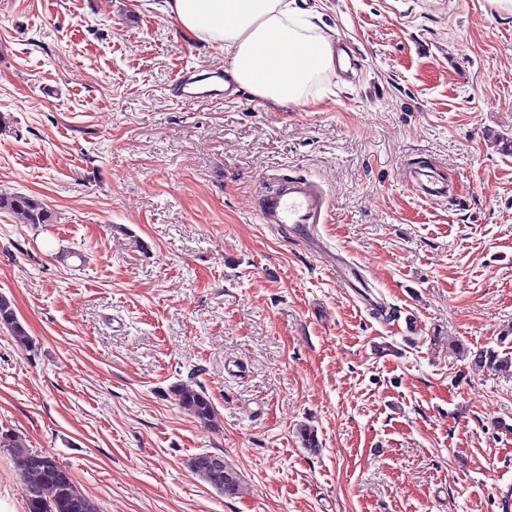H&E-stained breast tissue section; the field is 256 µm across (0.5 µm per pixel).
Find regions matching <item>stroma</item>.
<instances>
[{"instance_id": "obj_1", "label": "stroma", "mask_w": 512, "mask_h": 512, "mask_svg": "<svg viewBox=\"0 0 512 512\" xmlns=\"http://www.w3.org/2000/svg\"><path fill=\"white\" fill-rule=\"evenodd\" d=\"M161 0H0V429L51 452L100 512H497L512 378L455 355L512 349V12L488 0H304L361 54L309 104L168 95L226 67ZM448 185L434 200L417 171ZM328 191L320 232L397 314L369 315L262 196ZM200 385L206 427L174 385ZM320 447L301 443L303 426ZM223 455L224 496L190 466ZM0 512H27L0 448ZM190 69H183L180 73H178L175 77V79L173 80V84H172V94L174 97H176L178 100H185V101H194V100H198V99H205V98H216V99H224V102H230L234 99H238V100H241L242 99V96H237L235 98H231V96H235V95H231V91H232V87L231 88H228L227 90H224V94H220V93H213V94H208V95H203V93H198V92H192V91H188L189 89V84H190V78H188V75L190 74ZM231 89V90H230ZM0 210L16 215L25 224H49L53 215L45 203L21 193H1ZM0 328H6L18 346L24 348L32 346L33 340L18 320L11 300L2 294L0 295Z\"/></svg>"}]
</instances>
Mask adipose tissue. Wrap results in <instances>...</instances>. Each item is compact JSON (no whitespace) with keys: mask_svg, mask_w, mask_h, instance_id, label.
Listing matches in <instances>:
<instances>
[{"mask_svg":"<svg viewBox=\"0 0 512 512\" xmlns=\"http://www.w3.org/2000/svg\"><path fill=\"white\" fill-rule=\"evenodd\" d=\"M184 35L229 51L234 81L263 102L306 100L319 75L332 71V39L296 0H163Z\"/></svg>","mask_w":512,"mask_h":512,"instance_id":"adipose-tissue-1","label":"adipose tissue"}]
</instances>
